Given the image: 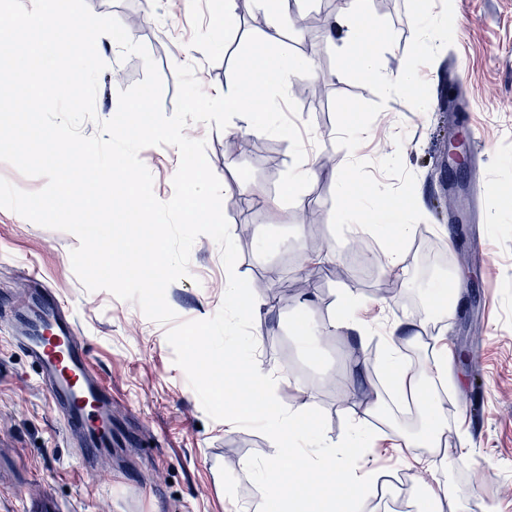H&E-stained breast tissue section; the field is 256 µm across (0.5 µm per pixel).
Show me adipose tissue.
I'll list each match as a JSON object with an SVG mask.
<instances>
[{
	"label": "adipose tissue",
	"mask_w": 512,
	"mask_h": 512,
	"mask_svg": "<svg viewBox=\"0 0 512 512\" xmlns=\"http://www.w3.org/2000/svg\"><path fill=\"white\" fill-rule=\"evenodd\" d=\"M298 0H271V13L266 40L279 44L276 55L269 56L262 52L254 53L250 60L247 79L230 81L224 92V109L240 115L246 125L257 130H266L265 117L268 107L257 95L259 88L280 86L288 77L311 74L312 67L308 59L295 55L288 47L282 46L284 27L290 23L297 9ZM363 231L379 239L380 254L389 269H396L404 262V252L400 247L402 240L411 231L407 224H367ZM381 372L392 386L395 404L402 405L415 401L419 408L428 412V422L433 432L431 445L442 446V424L437 413V400L433 392L425 390L416 378L412 367L407 362L402 343L398 337H391L387 350L381 360Z\"/></svg>",
	"instance_id": "ef3b65f1"
}]
</instances>
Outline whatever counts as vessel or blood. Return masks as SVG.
Wrapping results in <instances>:
<instances>
[{
    "label": "vessel or blood",
    "mask_w": 512,
    "mask_h": 512,
    "mask_svg": "<svg viewBox=\"0 0 512 512\" xmlns=\"http://www.w3.org/2000/svg\"><path fill=\"white\" fill-rule=\"evenodd\" d=\"M41 300L42 311L33 315L14 303L15 343L37 367L65 428L82 436L83 455L92 461L111 452L115 442L112 395L79 341L73 315L51 289L43 290Z\"/></svg>",
    "instance_id": "b4317fda"
}]
</instances>
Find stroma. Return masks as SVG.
I'll use <instances>...</instances> for the list:
<instances>
[{
  "mask_svg": "<svg viewBox=\"0 0 512 512\" xmlns=\"http://www.w3.org/2000/svg\"><path fill=\"white\" fill-rule=\"evenodd\" d=\"M92 13L125 21L143 15L133 33L155 62L163 82L162 108L172 114L177 66L190 64L203 90L223 92L267 29L266 0H234V22L223 45L212 43L224 0H86ZM352 0H302V18L317 25L289 29L290 47L309 56L326 84L313 102L291 88L263 90L285 134H258L233 118L224 130L189 124L188 137L206 142L210 168L223 187V213L238 250L236 273L254 285L256 357L281 373L275 394L289 409H321L326 439L339 442L346 419L363 414L375 388L392 324L421 321L426 337L417 373L441 407L447 454H431L413 427L415 418L389 414L364 465L378 486L363 512H419L437 484L450 486L457 512H512V0H432L433 22L417 0H369L372 53L384 73L413 69L412 91L385 90L376 78L341 74L346 51L329 24L353 10ZM107 73L124 72L126 86L145 76L143 60L122 57L109 36L97 41ZM366 128L351 134L352 125ZM477 131L464 178L443 169L449 126ZM244 140L236 158L224 141ZM335 163L324 168V155ZM160 201L174 194L179 153L171 146L141 150ZM306 168L299 197L284 194L290 172ZM483 180L475 220L452 221L439 203L450 185L468 195ZM355 223L398 218L412 225L404 268L391 273L358 257L357 234L337 223L339 209ZM320 213L310 224L306 215ZM77 237L0 209V512H260L262 493L243 461L268 456L263 433L211 419L174 361L167 325L149 320L137 304L99 290L75 275ZM470 268L454 264L457 253ZM37 267L73 314L95 371L112 392L115 425L129 443L113 449L96 475L79 469L77 446L66 433L36 370L10 339L8 310L30 291L25 271ZM189 277L172 283L166 299L178 320L214 316L224 297L226 270L208 236L194 243ZM315 272L308 294L285 307L266 303L284 281ZM459 287L460 302L439 309L436 288ZM363 301L359 318L374 326L368 343L334 334L307 352L296 338L294 316L327 326L339 294ZM448 353V381L430 373L434 357ZM472 405L473 416L461 409ZM412 443L404 457L400 444Z\"/></svg>",
  "mask_w": 512,
  "mask_h": 512,
  "instance_id": "obj_1",
  "label": "stroma"
}]
</instances>
